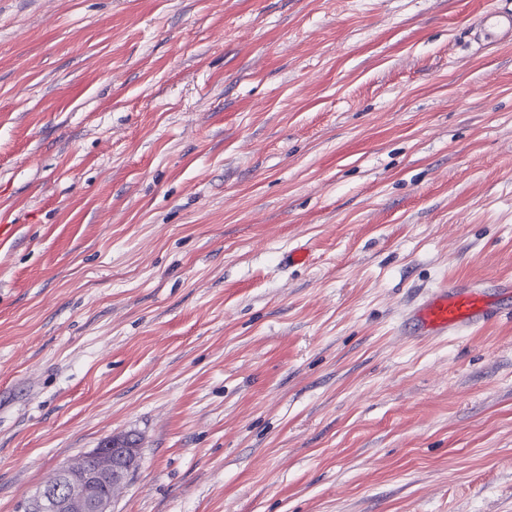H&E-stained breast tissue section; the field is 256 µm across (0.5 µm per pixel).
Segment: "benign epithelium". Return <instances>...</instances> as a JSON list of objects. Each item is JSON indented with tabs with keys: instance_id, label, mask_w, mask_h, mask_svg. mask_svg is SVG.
I'll return each mask as SVG.
<instances>
[{
	"instance_id": "obj_1",
	"label": "benign epithelium",
	"mask_w": 512,
	"mask_h": 512,
	"mask_svg": "<svg viewBox=\"0 0 512 512\" xmlns=\"http://www.w3.org/2000/svg\"><path fill=\"white\" fill-rule=\"evenodd\" d=\"M131 441L130 435L116 437L112 447L95 448L86 455L91 464L62 467L22 504V512H112V497L139 461V449L127 447Z\"/></svg>"
}]
</instances>
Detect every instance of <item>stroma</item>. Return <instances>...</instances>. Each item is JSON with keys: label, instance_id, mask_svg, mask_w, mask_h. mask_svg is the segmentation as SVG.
I'll use <instances>...</instances> for the list:
<instances>
[{"label": "stroma", "instance_id": "1", "mask_svg": "<svg viewBox=\"0 0 512 512\" xmlns=\"http://www.w3.org/2000/svg\"><path fill=\"white\" fill-rule=\"evenodd\" d=\"M507 4L0 0V512H512V299L402 332L512 281ZM484 20V31L487 39L494 42L512 39V10L495 13L485 17ZM501 308L491 302L479 287L456 282L427 295L411 311L413 328L418 336H447L494 320ZM131 441H135L133 448H127ZM108 442L112 448H94L82 467H62L49 484L22 504L21 511L112 512V497L129 481V472L139 461V448L132 435ZM102 485H107L109 492L102 491Z\"/></svg>", "mask_w": 512, "mask_h": 512}]
</instances>
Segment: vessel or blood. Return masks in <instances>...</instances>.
Segmentation results:
<instances>
[{
  "label": "vessel or blood",
  "instance_id": "vessel-or-blood-1",
  "mask_svg": "<svg viewBox=\"0 0 512 512\" xmlns=\"http://www.w3.org/2000/svg\"><path fill=\"white\" fill-rule=\"evenodd\" d=\"M485 36L495 42L512 39V10L487 16ZM499 312L479 287L457 282L427 295L411 312L412 331L419 336H445L486 324Z\"/></svg>",
  "mask_w": 512,
  "mask_h": 512
}]
</instances>
